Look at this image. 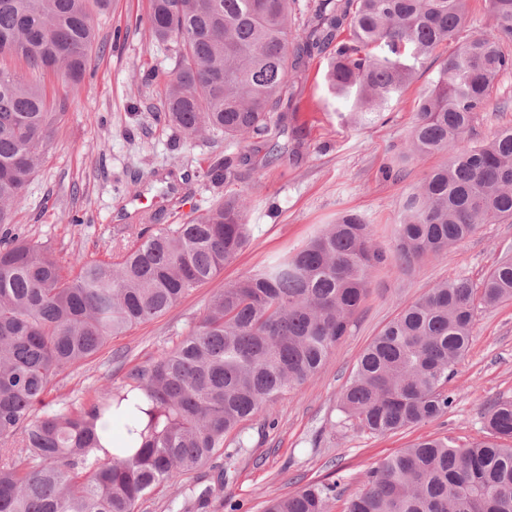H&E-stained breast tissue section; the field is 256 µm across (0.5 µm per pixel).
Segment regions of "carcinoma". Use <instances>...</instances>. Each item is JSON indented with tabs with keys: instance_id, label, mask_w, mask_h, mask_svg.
<instances>
[{
	"instance_id": "carcinoma-1",
	"label": "carcinoma",
	"mask_w": 512,
	"mask_h": 512,
	"mask_svg": "<svg viewBox=\"0 0 512 512\" xmlns=\"http://www.w3.org/2000/svg\"><path fill=\"white\" fill-rule=\"evenodd\" d=\"M489 27L458 43L417 103L405 158L444 155L403 200L395 251L370 225L341 215L300 249L212 297L175 347L120 389L79 407L46 409L55 377L103 344L175 307L215 279L248 245L243 195L186 224H168L112 261L61 260L6 228L0 235V512H138L144 497L177 484L217 454L248 451L224 439L313 377L346 336L388 259L403 269L440 257L482 224L512 223V128L470 142L499 78L512 70V0H489ZM110 0H0V224L42 165L59 117L37 77L80 84L96 42L92 10ZM291 0H149L153 38L176 45L161 104L187 140L207 132L245 142L271 130L291 70L329 53L326 82L354 111L378 114L412 82L418 64L456 38L467 0H315L302 27ZM348 32L345 39L342 32ZM236 158L216 157L203 177L232 184ZM512 301V258L474 282L458 276L402 307L363 351L341 395L343 411L374 434L448 412L445 385L466 355L478 306ZM113 414L130 455L90 459L99 418ZM489 438L460 447L423 439L371 469L346 512H512V401L484 413ZM344 477L272 497L264 512H330ZM213 489H190L201 512Z\"/></svg>"
}]
</instances>
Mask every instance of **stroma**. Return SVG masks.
<instances>
[{
    "instance_id": "1",
    "label": "stroma",
    "mask_w": 512,
    "mask_h": 512,
    "mask_svg": "<svg viewBox=\"0 0 512 512\" xmlns=\"http://www.w3.org/2000/svg\"><path fill=\"white\" fill-rule=\"evenodd\" d=\"M148 0H112L96 14V44L82 85L62 92L51 73L42 83L62 97L53 144L30 180L12 223L27 240L65 260H110L136 239L203 213L223 186L202 176L214 157L241 156L235 188L248 201V246L213 281L193 289L174 309L109 340L85 364L55 380L51 407L86 403L95 393L125 384L187 335L224 283L303 246L343 213L361 215L374 241L389 252L402 200L441 157L406 158L420 95L436 78L451 49L441 46L419 65L415 78L371 122L352 118V105L336 98L324 81L326 60L316 55L291 72L279 110L285 120L271 138L281 153L269 157L264 143H236L210 133L186 141L159 119L163 81L175 71L173 47L158 44L142 19ZM512 128V72L502 76L471 133L481 141ZM80 223H72V216ZM512 256V224H486L446 255L411 269L385 267L347 335L325 366L284 399L246 422L249 451L236 475L215 493L207 512H263L267 500L309 483L345 476L355 493L369 470L422 437L449 436L469 445L486 439L482 414L490 403L512 400V301L478 307L471 346L456 365L447 389L455 401L438 419L376 435L340 408V395L371 340L407 304L437 283L457 276L480 280Z\"/></svg>"
}]
</instances>
